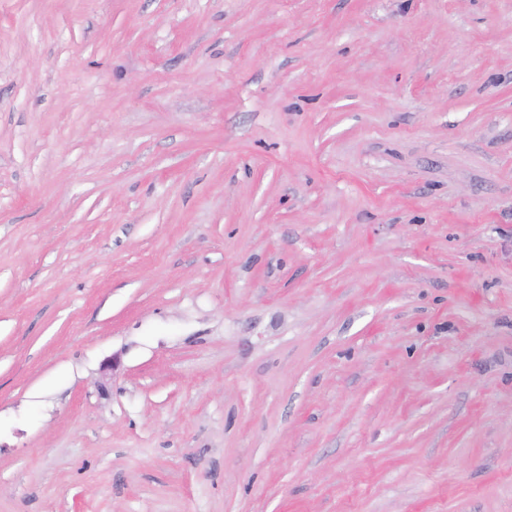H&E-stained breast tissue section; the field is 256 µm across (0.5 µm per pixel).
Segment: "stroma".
<instances>
[{
	"label": "stroma",
	"mask_w": 512,
	"mask_h": 512,
	"mask_svg": "<svg viewBox=\"0 0 512 512\" xmlns=\"http://www.w3.org/2000/svg\"><path fill=\"white\" fill-rule=\"evenodd\" d=\"M0 512H512V0H0Z\"/></svg>",
	"instance_id": "obj_1"
}]
</instances>
